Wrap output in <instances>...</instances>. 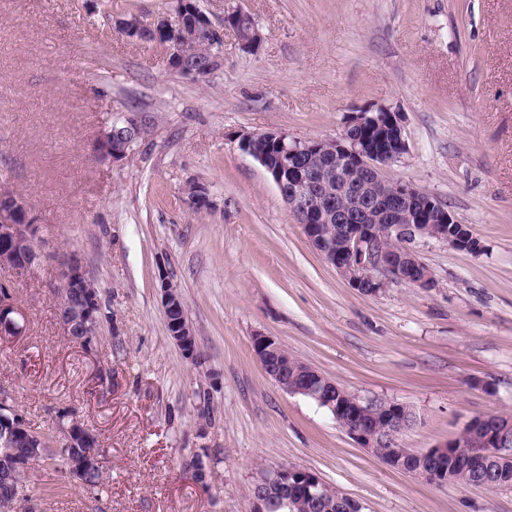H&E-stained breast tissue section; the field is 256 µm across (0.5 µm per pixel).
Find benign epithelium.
Masks as SVG:
<instances>
[{"label":"benign epithelium","mask_w":512,"mask_h":512,"mask_svg":"<svg viewBox=\"0 0 512 512\" xmlns=\"http://www.w3.org/2000/svg\"><path fill=\"white\" fill-rule=\"evenodd\" d=\"M233 30L241 47L250 52L258 49L262 34L255 20L243 11L224 14V21L216 25L212 21L203 24L202 30L189 31L177 21L163 18L158 30L164 34L168 45L171 67L187 70L191 76L206 78L211 71L187 67L181 59L183 41L209 34L213 41H224V30ZM143 135L138 121L128 115L121 123L112 125L99 134L94 151L104 162L116 163L126 159L127 147ZM266 137L283 143L282 153L274 160L251 148V142ZM288 134L284 132L256 133L243 139L242 148L269 174L291 214L297 217L304 236L310 245L342 275L352 287L363 294L375 296L390 283L410 282L421 288H430L434 283L430 270L423 269L413 280L404 276L415 253L406 244L418 238L428 237L432 224L440 225L433 238L458 248V242L448 237V225L458 223L454 214L435 196L413 184L397 182L393 191L378 190L377 179L381 178L380 167L393 162L406 151L401 116L387 107L376 110H358L346 121L343 133L334 140L335 154L342 158L347 169L362 168L370 177L353 181L345 170L336 171V184L317 181L310 167L303 162L304 155L324 151V141L311 139L296 145H285ZM288 190H283V185ZM337 224L340 227L339 242L330 244L324 234V226ZM399 238L404 247L392 251L381 246L382 239ZM40 230L36 214L26 198L13 190L0 188V269L13 271L23 277L36 266L40 253ZM63 288L55 293L56 316L63 334L68 340L91 352L102 320V306L98 291L90 286L78 255L70 254L60 269ZM162 305L167 330L181 349L185 358L200 363L196 346V334L186 316L181 295L167 276L160 277ZM23 314L11 301V293L0 294V338L15 337L23 331ZM255 356L267 376L283 391L292 395L316 398L331 411L346 412L355 418L367 415L366 408L373 401H362L353 395L347 403H336L344 394L335 380L318 370L302 365V381L288 386V376L280 359L288 357L282 343L272 336L256 335L252 340ZM413 415L409 410L395 416H371L345 429V432L362 448L369 452L381 448L391 440L399 445L395 452L381 457L390 468L409 473L433 484L449 483V475L440 463L453 447V441L430 448L424 452H413L400 447L401 435L410 426ZM465 428L471 447L477 452L457 462L468 468L484 465L491 471L512 462V418L495 415L478 416L470 420ZM59 447L78 448L80 452L67 457L70 477L83 483L84 476L95 470L102 473L105 451L99 437L89 431L80 420L73 418L59 428L52 441L32 433L18 412L12 396L0 391V512H15L24 501L25 485L22 475L33 464L40 461L52 449ZM279 489L277 496L269 497L270 490ZM315 503L321 500H336L342 512H362L364 506L327 484L309 470L293 466L265 469L255 477L251 489V512H297L303 500Z\"/></svg>","instance_id":"benign-epithelium-1"}]
</instances>
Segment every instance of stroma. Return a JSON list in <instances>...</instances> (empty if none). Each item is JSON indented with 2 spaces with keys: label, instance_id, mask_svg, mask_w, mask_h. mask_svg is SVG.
<instances>
[{
  "label": "stroma",
  "instance_id": "1",
  "mask_svg": "<svg viewBox=\"0 0 512 512\" xmlns=\"http://www.w3.org/2000/svg\"><path fill=\"white\" fill-rule=\"evenodd\" d=\"M240 9L263 41L224 33L207 80L112 28L173 18L172 0H0V187L25 194L41 258L13 277L25 316L0 341V390L37 426L70 412L105 449L104 485L28 470L36 512H250L258 469L293 465L365 512H512V489L433 485L360 448L311 399L281 390L252 351L289 354L362 400L414 414L421 452L474 417L512 415V0H200ZM399 112L405 153L382 166L446 203L483 250H412L435 285L360 293L308 243L243 137L333 140L352 111ZM119 115L145 134L125 160L93 156ZM216 208L193 213L186 183ZM76 252L104 311L94 352L63 335L59 261ZM182 293L201 365L169 338L160 273ZM202 459L206 483L190 465Z\"/></svg>",
  "mask_w": 512,
  "mask_h": 512
}]
</instances>
